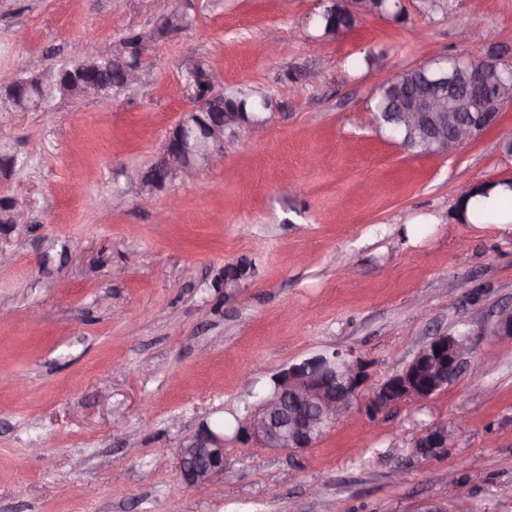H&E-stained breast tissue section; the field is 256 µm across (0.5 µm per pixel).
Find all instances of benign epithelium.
<instances>
[{
  "mask_svg": "<svg viewBox=\"0 0 512 512\" xmlns=\"http://www.w3.org/2000/svg\"><path fill=\"white\" fill-rule=\"evenodd\" d=\"M122 70L120 87L137 81L138 67L123 56L113 58ZM500 59L488 55L481 62L458 69L455 80L459 93L445 96L436 92L414 93L394 113V134L406 144L411 134H419L424 143L443 151L453 149L482 130L475 103L482 101L497 111L489 92L500 87L504 70ZM216 79L206 75L197 81L194 105L182 112L169 132L158 166L150 171H135L129 178L161 189L166 183L185 180L197 172L224 160V132L240 127L259 136L265 122L255 112L224 92L215 90ZM493 335L512 340V312L502 311L493 327ZM467 354L463 335L440 334L426 342L398 374L373 390L366 406L372 417L400 401L414 397L428 399L442 390L462 369ZM369 376L361 364L339 353L319 354L278 372L267 394L239 422L234 437L266 448L300 451L312 446L313 435L323 426L336 422L347 412L354 399L368 387ZM448 447V431L436 427L426 430L414 444L421 455H435ZM182 477L193 486H205L224 473V431L203 425L187 437L179 451Z\"/></svg>",
  "mask_w": 512,
  "mask_h": 512,
  "instance_id": "benign-epithelium-1",
  "label": "benign epithelium"
}]
</instances>
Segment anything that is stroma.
I'll return each mask as SVG.
<instances>
[{
    "mask_svg": "<svg viewBox=\"0 0 512 512\" xmlns=\"http://www.w3.org/2000/svg\"><path fill=\"white\" fill-rule=\"evenodd\" d=\"M319 39L321 0H0V71L55 69L85 45L151 33L137 84L0 109V512H512V211L462 218L458 185L512 181V101L447 153L418 155L373 121L376 77L432 58L499 54L512 0H401ZM494 31L475 42L477 27ZM269 99L262 139L150 193L126 173L161 157L194 78ZM117 193V210L100 205ZM239 280L214 288L224 271ZM435 333L468 336L461 372L370 417L367 395L308 449L234 440L274 374L336 351L378 386ZM223 424L224 474L197 487L181 443ZM448 446L414 455L428 428Z\"/></svg>",
    "mask_w": 512,
    "mask_h": 512,
    "instance_id": "obj_1",
    "label": "stroma"
}]
</instances>
